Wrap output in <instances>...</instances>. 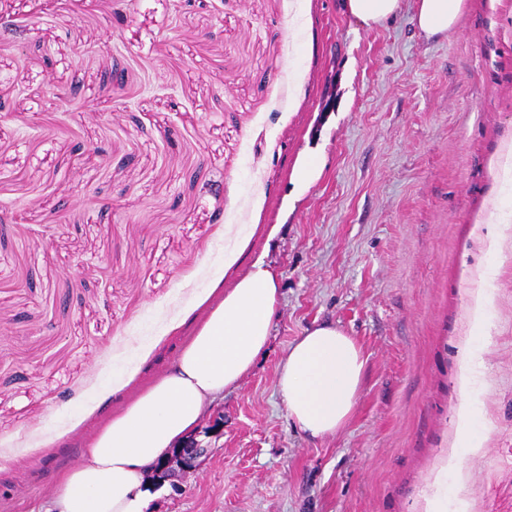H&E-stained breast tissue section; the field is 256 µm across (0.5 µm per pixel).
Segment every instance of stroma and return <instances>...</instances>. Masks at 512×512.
<instances>
[{
	"label": "stroma",
	"instance_id": "1",
	"mask_svg": "<svg viewBox=\"0 0 512 512\" xmlns=\"http://www.w3.org/2000/svg\"><path fill=\"white\" fill-rule=\"evenodd\" d=\"M344 2L0 0V512H39L259 258L269 345L150 512H512V0L435 37L415 0ZM321 322L366 365L314 439L276 370ZM403 0H346L348 12L366 27L397 16Z\"/></svg>",
	"mask_w": 512,
	"mask_h": 512
}]
</instances>
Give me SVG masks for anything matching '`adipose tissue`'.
<instances>
[{
	"label": "adipose tissue",
	"instance_id": "1",
	"mask_svg": "<svg viewBox=\"0 0 512 512\" xmlns=\"http://www.w3.org/2000/svg\"><path fill=\"white\" fill-rule=\"evenodd\" d=\"M466 0H417L413 20L427 36L452 32ZM279 295L274 272L255 260L211 309L172 368L100 428L84 462L63 475L51 512H147L158 491L144 480L203 417L207 400L252 370L271 336ZM365 371L361 347L341 328L306 330L277 369L289 419L311 437L350 421Z\"/></svg>",
	"mask_w": 512,
	"mask_h": 512
}]
</instances>
